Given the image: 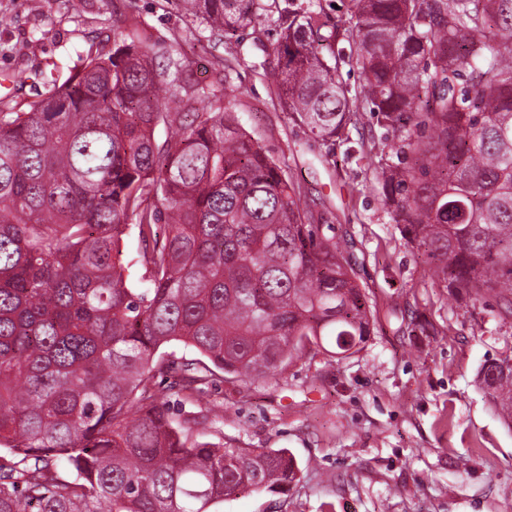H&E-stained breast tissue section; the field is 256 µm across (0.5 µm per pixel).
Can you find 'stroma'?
<instances>
[{
  "mask_svg": "<svg viewBox=\"0 0 512 512\" xmlns=\"http://www.w3.org/2000/svg\"><path fill=\"white\" fill-rule=\"evenodd\" d=\"M133 22L153 51L184 56L195 82L208 83L215 62L237 59L243 125L348 230L374 320L369 340L346 357L312 353L196 401L171 396L175 423L189 424L195 439L285 448L299 467L288 492L247 489L223 512H512V428L477 381L487 360L512 356V313L491 297L448 294L402 237L377 173L411 156L386 147L375 117L363 114L346 141H315L281 111L253 29L214 44L172 0H0V101L36 100L45 82L67 81L89 48Z\"/></svg>",
  "mask_w": 512,
  "mask_h": 512,
  "instance_id": "stroma-1",
  "label": "stroma"
}]
</instances>
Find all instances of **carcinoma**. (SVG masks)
Listing matches in <instances>:
<instances>
[{
  "label": "carcinoma",
  "mask_w": 512,
  "mask_h": 512,
  "mask_svg": "<svg viewBox=\"0 0 512 512\" xmlns=\"http://www.w3.org/2000/svg\"><path fill=\"white\" fill-rule=\"evenodd\" d=\"M273 3L277 38L254 44L281 110L324 144L376 115L413 155L382 169L402 236L440 285L512 310V0H348L346 20ZM175 6L217 41L264 16L260 0ZM145 46L133 25L0 110V512H221L243 489L286 491V450L194 439L156 379L195 397L372 333L348 242L240 123L234 61L202 86ZM133 232L145 288L120 259ZM173 342L198 358L175 365ZM478 377L511 425L512 357Z\"/></svg>",
  "instance_id": "1"
}]
</instances>
